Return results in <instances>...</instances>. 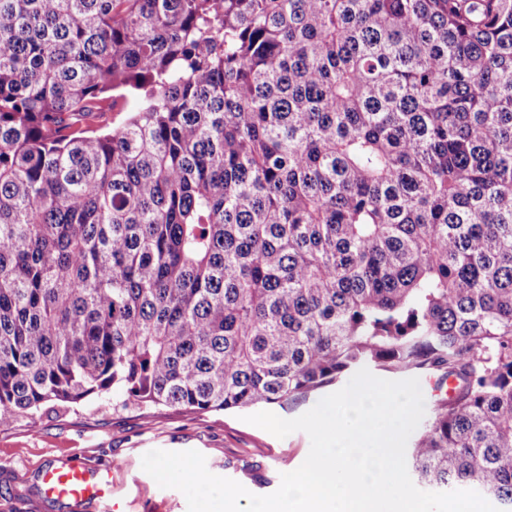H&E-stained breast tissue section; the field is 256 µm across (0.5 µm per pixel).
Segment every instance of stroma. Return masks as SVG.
<instances>
[{
    "label": "stroma",
    "instance_id": "stroma-1",
    "mask_svg": "<svg viewBox=\"0 0 512 512\" xmlns=\"http://www.w3.org/2000/svg\"><path fill=\"white\" fill-rule=\"evenodd\" d=\"M112 404L107 394L0 426V512H66L62 505L38 499L33 477L50 458L111 467L119 512H187L182 492L159 487L143 471L145 453L199 451L211 473L233 479L253 494L268 495L278 489L281 474L297 469L310 449L306 433L280 439L242 421L236 412L166 407L116 411Z\"/></svg>",
    "mask_w": 512,
    "mask_h": 512
}]
</instances>
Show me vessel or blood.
I'll list each match as a JSON object with an SVG mask.
<instances>
[{"instance_id": "obj_1", "label": "vessel or blood", "mask_w": 512, "mask_h": 512, "mask_svg": "<svg viewBox=\"0 0 512 512\" xmlns=\"http://www.w3.org/2000/svg\"><path fill=\"white\" fill-rule=\"evenodd\" d=\"M39 490L44 499L74 504H92L97 512H112L110 471L93 470L79 460L47 463L39 472Z\"/></svg>"}]
</instances>
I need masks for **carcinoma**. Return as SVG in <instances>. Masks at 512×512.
<instances>
[{
	"label": "carcinoma",
	"mask_w": 512,
	"mask_h": 512,
	"mask_svg": "<svg viewBox=\"0 0 512 512\" xmlns=\"http://www.w3.org/2000/svg\"><path fill=\"white\" fill-rule=\"evenodd\" d=\"M364 365L512 512V0H0V425Z\"/></svg>",
	"instance_id": "1"
}]
</instances>
